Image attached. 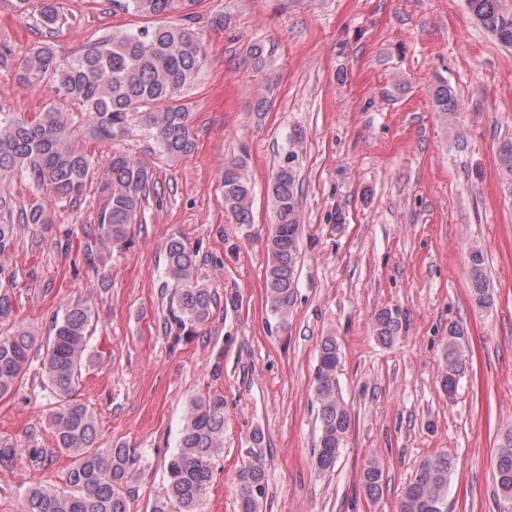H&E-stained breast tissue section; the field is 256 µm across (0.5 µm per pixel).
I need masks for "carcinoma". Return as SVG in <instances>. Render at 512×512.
Segmentation results:
<instances>
[{
	"label": "carcinoma",
	"mask_w": 512,
	"mask_h": 512,
	"mask_svg": "<svg viewBox=\"0 0 512 512\" xmlns=\"http://www.w3.org/2000/svg\"><path fill=\"white\" fill-rule=\"evenodd\" d=\"M123 11L141 17H160L181 8L187 19L199 0H114ZM479 23L503 46L512 49V10L500 0H467ZM42 26L54 32L66 23L58 0H42ZM206 61L199 34L187 24L155 23L127 29L89 43L83 52L62 59L49 43L31 47L18 63V79L24 85L43 83L55 97L76 108L87 118L92 135L118 140L139 120L153 129L159 148L179 156L195 145L193 113L182 103V94L198 79ZM434 111L443 123L456 120L462 112L455 89L446 81L430 91ZM74 130L51 107L30 119L7 112L0 105V175L20 172L33 183L70 198L84 194L96 183L105 199L99 216L101 244L126 240L129 225L149 198L151 175L137 158L114 153L104 171L88 154L72 143ZM305 137L296 129L289 137L287 160L279 164L268 183L274 224L266 240L265 268L267 305L278 324L285 327L296 296L298 240L301 230L298 187L300 170L296 161ZM499 174L504 189L512 194V139L498 149ZM237 160L224 167V207L236 223L252 224V191ZM10 204L0 198V395L8 393L29 370L33 356L42 350V375L57 399L51 417L56 448L71 458L65 473L66 489L34 484L24 491V512H129L131 484L142 468V455L120 445L97 446V420L84 403L75 398L82 369L94 362L89 342L93 311L86 303L67 307L55 320L46 346L15 318L13 283L15 273L5 261L15 246L17 225L5 218ZM197 251L179 238L165 247V277L171 288L163 328L177 341L205 325L217 301L208 284L199 277ZM470 297L478 308L493 303L485 276V256L478 247L468 252ZM403 329L402 312L380 310L373 331L379 342L393 344ZM462 331L448 327L444 346L442 390L455 392L464 372L459 343ZM339 348L336 340L321 341L314 377L319 434L314 448L315 466L322 472L335 468L351 425V411L339 394L336 369ZM224 453V395L206 391L193 397L185 412L177 450L166 466V483L153 502L151 512H198L199 505L218 470ZM30 462L48 461V449L35 445L19 448L0 444V467L11 468L23 455ZM455 471L453 458L438 454L426 458L403 490L398 512H448V486ZM383 467L376 456L369 458L360 473L365 496L377 500L382 494ZM266 470L256 458L237 475L238 512H259L265 493ZM498 499L512 503V430L503 434L495 468Z\"/></svg>",
	"instance_id": "obj_1"
}]
</instances>
